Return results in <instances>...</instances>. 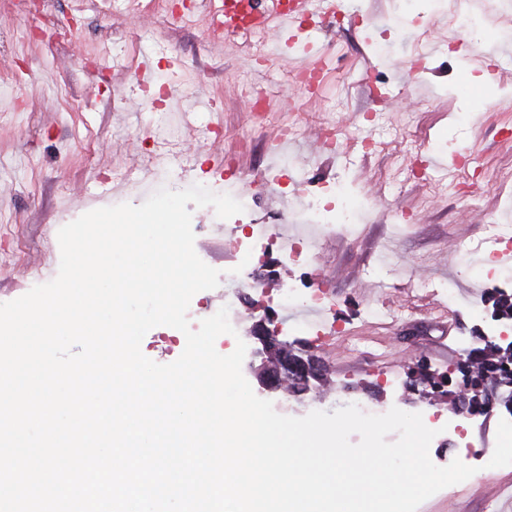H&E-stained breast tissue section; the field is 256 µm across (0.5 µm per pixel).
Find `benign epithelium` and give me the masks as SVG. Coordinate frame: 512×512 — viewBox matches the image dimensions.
<instances>
[{"label":"benign epithelium","instance_id":"obj_1","mask_svg":"<svg viewBox=\"0 0 512 512\" xmlns=\"http://www.w3.org/2000/svg\"><path fill=\"white\" fill-rule=\"evenodd\" d=\"M275 322L274 311L265 310L264 317L253 328V338L258 341L261 348L255 351V355L261 358L257 368V377L263 390L279 392L286 389V381L290 378L300 379L303 392L312 389L322 392L325 386V374L313 355L300 358L294 356V348L286 341L279 338V331L270 328ZM447 375L416 376L411 380L409 389L423 399H432L429 393L431 385L435 382L444 383Z\"/></svg>","mask_w":512,"mask_h":512}]
</instances>
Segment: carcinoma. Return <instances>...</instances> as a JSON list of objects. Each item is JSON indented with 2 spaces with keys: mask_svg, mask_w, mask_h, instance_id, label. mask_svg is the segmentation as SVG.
Segmentation results:
<instances>
[{
  "mask_svg": "<svg viewBox=\"0 0 512 512\" xmlns=\"http://www.w3.org/2000/svg\"><path fill=\"white\" fill-rule=\"evenodd\" d=\"M496 316L512 318V296L503 292L493 298ZM448 382L469 389V408L485 411L488 399L485 391L493 382L512 383V342L503 344L480 343L476 350L466 353Z\"/></svg>",
  "mask_w": 512,
  "mask_h": 512,
  "instance_id": "1",
  "label": "carcinoma"
}]
</instances>
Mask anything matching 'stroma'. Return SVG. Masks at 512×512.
I'll return each mask as SVG.
<instances>
[{
  "label": "stroma",
  "instance_id": "35a3bbf8",
  "mask_svg": "<svg viewBox=\"0 0 512 512\" xmlns=\"http://www.w3.org/2000/svg\"><path fill=\"white\" fill-rule=\"evenodd\" d=\"M192 20L167 0H43L21 12L0 0V303L54 279L59 229L84 213L141 204L133 185L145 171L173 190L210 183L232 157L241 173L234 196L255 194L249 223L282 219L296 233L310 196L343 186L364 218L349 234L332 231L311 265L284 266L276 246L264 264L309 285L324 284L328 302L313 312L281 302L282 280L243 289L236 336H220L219 353L237 341L254 347L251 328L272 307L284 336L315 354L334 389L325 400L273 396L278 414L334 411L351 399L418 412L435 429L432 461L453 459L476 472L446 487L418 512H512V466L487 467L499 409L448 429L452 404L408 393L417 361L443 374L498 320L489 294L512 295V263L491 273L473 249L489 222L512 225V147L498 130L512 126V56H458L448 0H340L343 28L322 26L302 40L268 34L266 61L254 37L212 38L218 0H193ZM472 41L512 47V0H468ZM322 55L321 88L289 82L304 64L305 43ZM431 59L415 86L399 83L394 65L416 52ZM147 67L149 78L133 73ZM264 87L263 117L244 90ZM378 112L383 123L364 121ZM297 138L276 147L284 126ZM479 164L482 199L437 192L431 177L461 179L458 156ZM294 170L277 181L281 157ZM270 183L262 190L260 182ZM247 225L214 223L197 212L195 251L222 270L243 263ZM185 336L151 329L141 351L174 362Z\"/></svg>",
  "mask_w": 512,
  "mask_h": 512
}]
</instances>
